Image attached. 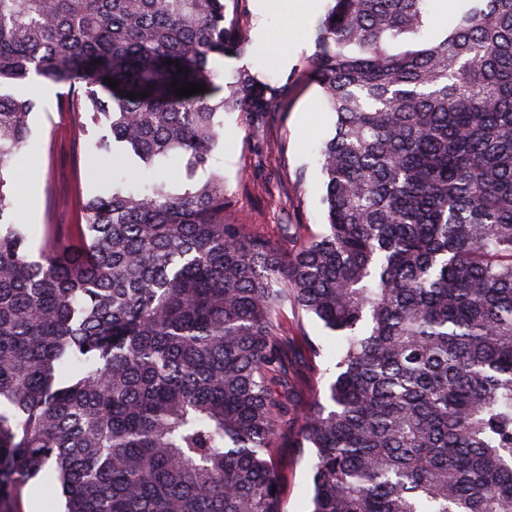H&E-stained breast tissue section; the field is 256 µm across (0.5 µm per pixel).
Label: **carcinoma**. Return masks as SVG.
I'll list each match as a JSON object with an SVG mask.
<instances>
[{
  "label": "carcinoma",
  "instance_id": "cac0c4a2",
  "mask_svg": "<svg viewBox=\"0 0 512 512\" xmlns=\"http://www.w3.org/2000/svg\"><path fill=\"white\" fill-rule=\"evenodd\" d=\"M225 9L0 0V512L47 468L65 512H283L287 432L312 512H512V0H458L429 39L427 0H332L328 224L288 249L226 220L223 173L194 181L224 112L258 127L282 95L224 82L250 42ZM32 74L106 128L99 191L36 255L11 213ZM288 305L340 341L302 412Z\"/></svg>",
  "mask_w": 512,
  "mask_h": 512
}]
</instances>
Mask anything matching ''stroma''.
I'll return each instance as SVG.
<instances>
[{
    "label": "stroma",
    "mask_w": 512,
    "mask_h": 512,
    "mask_svg": "<svg viewBox=\"0 0 512 512\" xmlns=\"http://www.w3.org/2000/svg\"><path fill=\"white\" fill-rule=\"evenodd\" d=\"M311 22L299 42H290L286 18L278 12H260V0H248L237 20L250 37L265 35L268 48L258 55L224 61L225 75L250 67L271 85L283 88L281 107L260 127L249 125L240 113L224 115V141L212 153L210 165L223 171L228 193L234 199L229 218L237 224L275 238L282 225H303L305 233L322 231L325 222L324 177L318 163V147L334 128V115L324 105L320 88L306 73L316 51L315 23L330 0H304ZM33 94L37 105L31 115L29 147L16 160L13 180L17 190L12 210L26 225L34 246H41L54 232H66L79 223L80 206L94 190L86 183L87 170L99 159L89 149L98 130L80 125L74 113L59 106L63 86L30 77L21 87ZM302 191H295L296 180ZM312 451L278 442V474L285 512H310L313 480ZM63 512L64 497L53 471L30 479L23 488L18 512Z\"/></svg>",
    "instance_id": "stroma-1"
}]
</instances>
